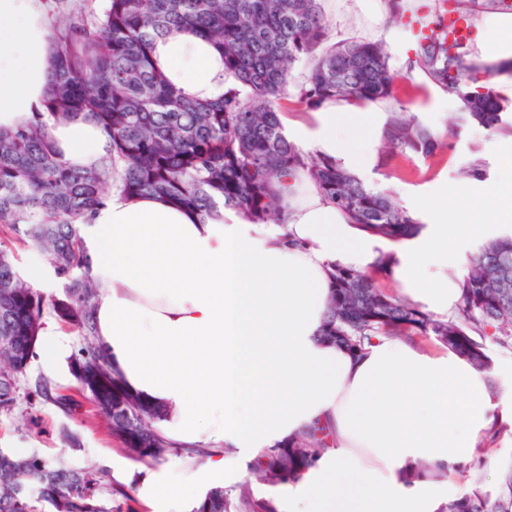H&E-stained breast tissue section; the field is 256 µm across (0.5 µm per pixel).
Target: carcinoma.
<instances>
[{
	"label": "carcinoma",
	"mask_w": 512,
	"mask_h": 512,
	"mask_svg": "<svg viewBox=\"0 0 512 512\" xmlns=\"http://www.w3.org/2000/svg\"><path fill=\"white\" fill-rule=\"evenodd\" d=\"M393 23L412 12L406 0H386ZM177 29L210 37L224 50V72L235 85L215 102H198L173 86L153 57L156 39ZM381 40L329 42L322 0H106L103 10L69 26L56 44L53 78L45 101L25 125L0 131V224L49 257L59 274L82 267L86 257L79 226L116 191L123 196L164 195L201 220L233 209L253 224L283 223L282 189L298 174L367 232L397 241L414 235L419 222L390 193L365 183L326 154L302 151L283 134L281 101L294 97L309 111L325 105H368L387 99L395 106L381 129L380 165L414 154L429 158L451 147L450 136L424 125L396 97L413 73L457 98L454 124L491 133H512V99L479 66L450 53L439 24L415 41L406 69L395 70ZM307 65L288 93L293 67ZM82 117L111 140L108 155L82 167L65 161L48 132L49 121ZM454 315L438 318L391 295L375 276L336 266L320 336L353 351L380 337H434L491 369L486 343L512 348V232L487 240L459 280ZM83 308L84 335H94L93 285L72 281ZM41 293L21 275L11 248L0 242V328L4 309L22 316L15 366L33 355L41 316ZM119 427L141 426L140 406L126 401L112 409ZM309 430L289 441L288 451L269 459L266 475L292 481L324 451ZM30 494L0 495V512H122L105 507L102 476L93 470L57 466L35 454L0 449V483L18 477ZM205 512H230L223 491H212ZM445 512H512V464L494 491L473 487L448 501Z\"/></svg>",
	"instance_id": "1"
}]
</instances>
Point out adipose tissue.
Listing matches in <instances>:
<instances>
[{
	"instance_id": "adipose-tissue-1",
	"label": "adipose tissue",
	"mask_w": 512,
	"mask_h": 512,
	"mask_svg": "<svg viewBox=\"0 0 512 512\" xmlns=\"http://www.w3.org/2000/svg\"><path fill=\"white\" fill-rule=\"evenodd\" d=\"M482 56L512 57V23L479 24ZM154 60L198 101L231 84L222 50L189 30L158 39ZM54 39L43 0H0V129L43 111ZM370 109L332 104L314 125L284 121L303 151L345 167L365 165L379 135ZM65 160L83 166L109 141L85 119L52 124ZM285 221L253 224L232 210L203 221L159 196L113 195L80 231L97 285L94 335L122 390L159 409V432L179 448L176 467L144 482L145 501L182 512L197 480L244 473L308 427H327L328 447L278 503V512H440L463 490L505 415L491 372L451 348L383 337L353 351L320 330L333 265L373 271L391 251L399 294L447 317L460 296L448 240L477 226L449 223L442 200L416 202L427 229L386 245L350 223L308 180L283 193ZM42 370L68 375L67 345L54 325L37 344ZM207 466L194 470L191 451Z\"/></svg>"
}]
</instances>
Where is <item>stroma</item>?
Masks as SVG:
<instances>
[{"label": "stroma", "mask_w": 512, "mask_h": 512, "mask_svg": "<svg viewBox=\"0 0 512 512\" xmlns=\"http://www.w3.org/2000/svg\"><path fill=\"white\" fill-rule=\"evenodd\" d=\"M325 13L332 23L331 38L340 41L350 37L385 41L394 68H404L412 53L413 43L407 29L391 23L384 0H324ZM413 87L401 91L412 112L431 129L446 131L456 105L450 104L442 91L429 85L424 77L415 76ZM454 149L431 158L413 156L397 158L391 168L370 164L359 170L366 182L393 191L396 198L422 200L446 194L449 212L462 210V201L470 194L489 192L512 176L502 166L512 155V135L490 134L464 126L454 131ZM480 157L487 165L486 178L463 177L461 170L472 157ZM71 276L57 278L55 288L44 292L43 318L53 319L64 335L69 362L82 363L81 350L86 344L77 317H63L59 311L68 303ZM47 380L50 398L36 396L34 384ZM17 402L11 412H0V448L28 452L67 468L103 469L111 465L106 476L104 498L122 504L123 512H151L142 500L139 488L144 478L175 466L179 451L169 448L160 456L139 454L143 437L113 427L107 414L111 403L122 401L123 395L112 382L109 369H102L96 385L82 381L45 379L38 359H31L20 381ZM133 470L132 479H124L123 471ZM282 484H274L264 473L248 470L244 482L225 479L223 490L232 504L230 512H239V499H247V512H269L276 507Z\"/></svg>", "instance_id": "1"}]
</instances>
